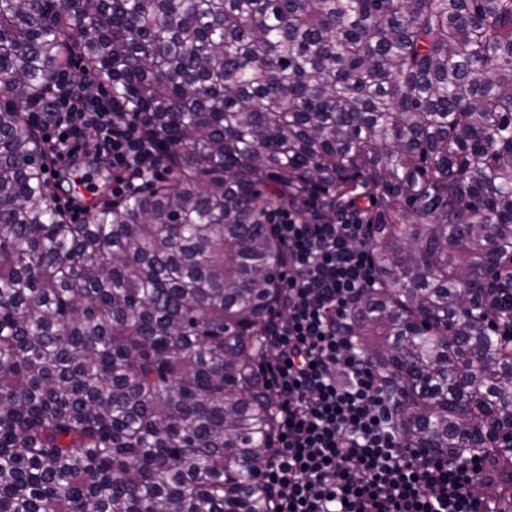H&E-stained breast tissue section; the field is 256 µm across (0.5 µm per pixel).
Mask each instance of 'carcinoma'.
Instances as JSON below:
<instances>
[{"mask_svg": "<svg viewBox=\"0 0 512 512\" xmlns=\"http://www.w3.org/2000/svg\"><path fill=\"white\" fill-rule=\"evenodd\" d=\"M74 55L171 148L81 224L18 112ZM363 202L404 445L512 479V0H0V512H274L266 216Z\"/></svg>", "mask_w": 512, "mask_h": 512, "instance_id": "obj_1", "label": "carcinoma"}]
</instances>
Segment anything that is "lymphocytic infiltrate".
Instances as JSON below:
<instances>
[{
  "mask_svg": "<svg viewBox=\"0 0 512 512\" xmlns=\"http://www.w3.org/2000/svg\"><path fill=\"white\" fill-rule=\"evenodd\" d=\"M83 79L60 80L27 107L49 155L94 154L112 172L113 198L167 171L115 94L90 98ZM288 256L280 313L267 331L263 374L275 401L277 449L264 468L281 512H490L498 477L479 453L451 461L403 447L382 381L349 332L350 304L375 287L363 214L305 217L278 208Z\"/></svg>",
  "mask_w": 512,
  "mask_h": 512,
  "instance_id": "lymphocytic-infiltrate-1",
  "label": "lymphocytic infiltrate"
}]
</instances>
